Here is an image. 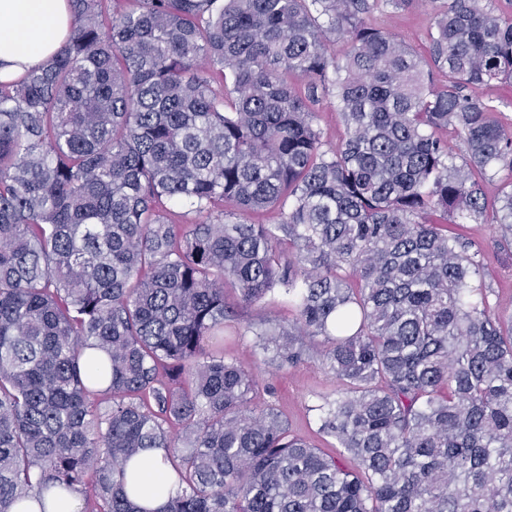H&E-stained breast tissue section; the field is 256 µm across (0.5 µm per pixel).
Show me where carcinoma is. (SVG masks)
I'll return each mask as SVG.
<instances>
[{"mask_svg":"<svg viewBox=\"0 0 512 512\" xmlns=\"http://www.w3.org/2000/svg\"><path fill=\"white\" fill-rule=\"evenodd\" d=\"M68 2L62 48L0 81V512H148L147 448L178 483L158 512H512V315L448 232L512 244V123L473 94L512 81V15L441 0L420 55L372 22L413 0ZM228 284L323 338L339 455L248 408ZM318 126L323 139L330 144H336L345 135V127L336 112V97L334 91H329L316 105ZM43 507L46 512H80L82 506L78 494L66 495L61 503H57V494L51 492L45 495L43 506L35 500H29L16 506L14 512H40Z\"/></svg>","mask_w":512,"mask_h":512,"instance_id":"obj_1","label":"carcinoma"}]
</instances>
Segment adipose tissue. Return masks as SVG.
Returning a JSON list of instances; mask_svg holds the SVG:
<instances>
[{
  "label": "adipose tissue",
  "mask_w": 512,
  "mask_h": 512,
  "mask_svg": "<svg viewBox=\"0 0 512 512\" xmlns=\"http://www.w3.org/2000/svg\"><path fill=\"white\" fill-rule=\"evenodd\" d=\"M70 24L67 0H0V80L45 63L64 43ZM139 489L132 499L145 512H160L174 482L160 449L138 462Z\"/></svg>",
  "instance_id": "obj_1"
}]
</instances>
